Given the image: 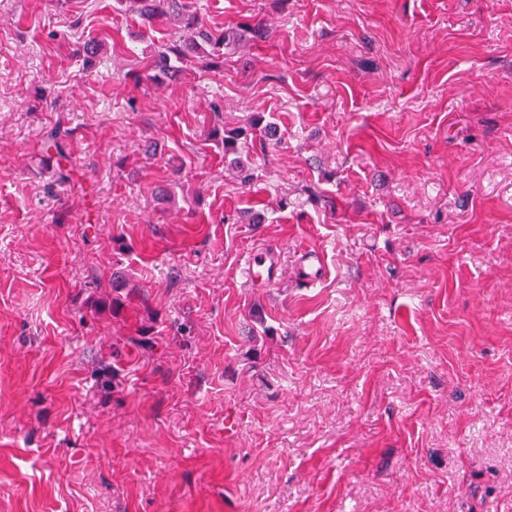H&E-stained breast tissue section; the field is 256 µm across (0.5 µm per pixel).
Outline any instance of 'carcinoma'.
<instances>
[{"mask_svg": "<svg viewBox=\"0 0 512 512\" xmlns=\"http://www.w3.org/2000/svg\"><path fill=\"white\" fill-rule=\"evenodd\" d=\"M133 4L143 23L151 26L155 20L165 17L182 30L178 43L156 45L146 58L144 71L155 80H179L183 65L190 58L199 59L207 68H221L226 46L262 39L267 34L260 23L235 29L210 28L201 13L190 9L187 0H133ZM243 137L245 134L241 129L226 130L222 141L224 156L230 158L241 182L249 184L253 181V174L240 158Z\"/></svg>", "mask_w": 512, "mask_h": 512, "instance_id": "1", "label": "carcinoma"}]
</instances>
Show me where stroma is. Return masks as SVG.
Listing matches in <instances>:
<instances>
[{
    "instance_id": "stroma-1",
    "label": "stroma",
    "mask_w": 512,
    "mask_h": 512,
    "mask_svg": "<svg viewBox=\"0 0 512 512\" xmlns=\"http://www.w3.org/2000/svg\"><path fill=\"white\" fill-rule=\"evenodd\" d=\"M193 3L0 0V512H512V0ZM187 1L133 0L135 12L148 27L153 26L155 20L165 17L182 30L179 43L155 44L151 49L143 68L149 79L179 80L183 65L190 58H198L206 68H221L226 46L262 39L267 34L266 28L260 23L235 29L210 28L201 13L190 10ZM247 138L242 129L224 130V136L222 138L224 144V158L233 156L230 160V164H233L237 171L238 177L244 184H250L253 181V174L250 168L244 165V162L240 158L242 145L240 140ZM279 259L276 252L268 247H258L246 261L247 277L253 284H272L277 279Z\"/></svg>"
}]
</instances>
